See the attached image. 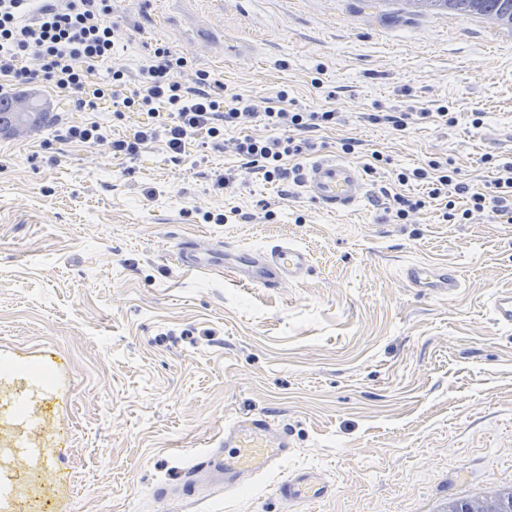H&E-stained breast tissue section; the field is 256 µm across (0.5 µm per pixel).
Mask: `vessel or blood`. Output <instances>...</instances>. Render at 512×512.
Listing matches in <instances>:
<instances>
[{
  "label": "vessel or blood",
  "mask_w": 512,
  "mask_h": 512,
  "mask_svg": "<svg viewBox=\"0 0 512 512\" xmlns=\"http://www.w3.org/2000/svg\"><path fill=\"white\" fill-rule=\"evenodd\" d=\"M299 185L307 199L336 214L352 211L368 194L366 178L356 163L332 154L317 155L303 164ZM180 262L203 272L230 278L251 288H288L311 272L308 253L291 245L269 249L225 246L201 248L175 241ZM400 278L420 296L453 297L462 285L456 267L431 262L405 265ZM494 322L512 327V289L498 290L490 299ZM72 379L65 356L42 347L29 356H0V512H53L70 499L71 478L65 472L59 447L70 431L50 429L46 410L70 390ZM294 451L288 426L266 413L226 420L218 443L195 457L179 488L192 497L199 481L237 493ZM322 472L299 468L280 480L275 492L290 512L327 493Z\"/></svg>",
  "instance_id": "1"
}]
</instances>
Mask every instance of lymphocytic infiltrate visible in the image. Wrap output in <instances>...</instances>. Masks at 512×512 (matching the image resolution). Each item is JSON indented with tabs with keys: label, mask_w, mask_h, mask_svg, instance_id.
I'll list each match as a JSON object with an SVG mask.
<instances>
[{
	"label": "lymphocytic infiltrate",
	"mask_w": 512,
	"mask_h": 512,
	"mask_svg": "<svg viewBox=\"0 0 512 512\" xmlns=\"http://www.w3.org/2000/svg\"><path fill=\"white\" fill-rule=\"evenodd\" d=\"M112 0H63L62 6L41 5L37 0H0V76L26 87L37 82L54 85L82 108L97 109L99 101L113 99L114 119L128 112H154L156 103L167 106L156 122L134 130L122 139L107 135L104 123L68 127L67 139L88 146H109L113 154L132 156L142 145L163 141L172 158H179L198 131H207L216 145L231 147L254 172L273 182L287 179L284 158L313 149L305 133L334 126L333 111L291 112L262 107L233 95L212 93L213 78L196 72L191 61L168 43H154L149 58L138 70L136 85L117 65L118 38L111 22ZM193 73V85L181 77ZM260 126L264 135H250ZM399 185L424 181L427 197L393 194L397 218L425 207L427 200L445 198L447 220H467L481 213L502 223H512V160L495 165L491 180L475 191L459 180L457 169L432 159L426 166L396 171ZM467 206L457 210L455 200Z\"/></svg>",
	"instance_id": "obj_1"
}]
</instances>
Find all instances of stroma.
Returning a JSON list of instances; mask_svg holds the SVG:
<instances>
[{"label": "stroma", "mask_w": 512, "mask_h": 512, "mask_svg": "<svg viewBox=\"0 0 512 512\" xmlns=\"http://www.w3.org/2000/svg\"><path fill=\"white\" fill-rule=\"evenodd\" d=\"M112 8L129 73L165 41L226 95L265 107L284 90L296 108L336 112L315 134L319 152L350 138L359 166L376 151L390 162L367 175L358 207L336 215L303 194L305 153L286 159L288 180L269 183L203 130L177 162L160 141L123 159L56 137L94 120L121 137L152 123L146 112L119 121L109 104L91 112L60 94L47 102L50 127L0 133V353L50 346L69 362L60 418L75 512H285L274 486L300 466L332 486L303 512H432L512 485V328L488 311L497 289L512 288V224L450 223L441 200L404 222L387 198L396 170L433 157L476 189L487 158H512V26L382 0ZM442 105L457 124L425 118L399 132L367 119ZM224 211L229 223L203 219ZM177 238L288 242L313 271L296 287L246 288L182 266ZM413 260L457 267L460 292L416 296L399 276ZM259 412L294 439L280 469L239 499L207 488L162 497L226 419Z\"/></svg>", "instance_id": "35a3bbf8"}]
</instances>
